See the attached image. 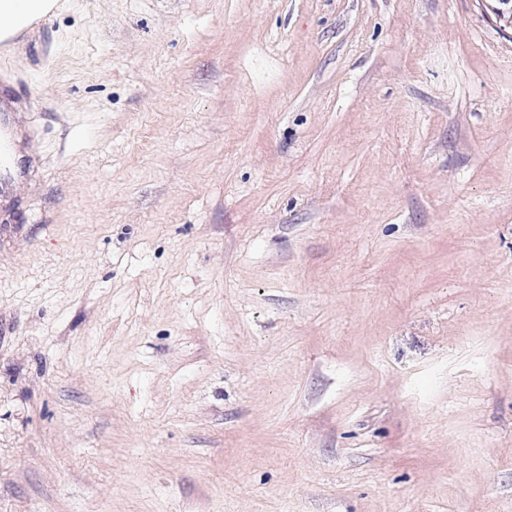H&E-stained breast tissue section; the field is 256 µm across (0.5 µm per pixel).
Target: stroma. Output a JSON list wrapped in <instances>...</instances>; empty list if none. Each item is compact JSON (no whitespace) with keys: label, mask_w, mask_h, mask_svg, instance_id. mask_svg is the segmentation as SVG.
<instances>
[{"label":"stroma","mask_w":512,"mask_h":512,"mask_svg":"<svg viewBox=\"0 0 512 512\" xmlns=\"http://www.w3.org/2000/svg\"><path fill=\"white\" fill-rule=\"evenodd\" d=\"M0 53V512H512L491 0H59Z\"/></svg>","instance_id":"stroma-1"}]
</instances>
